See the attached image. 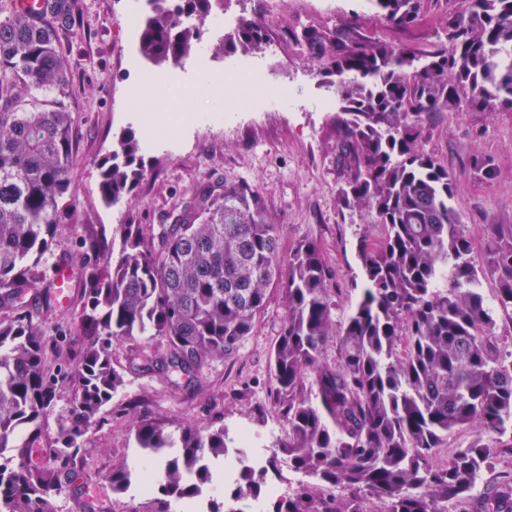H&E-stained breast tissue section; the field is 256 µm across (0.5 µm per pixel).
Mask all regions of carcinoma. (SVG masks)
<instances>
[{"instance_id":"obj_1","label":"carcinoma","mask_w":512,"mask_h":512,"mask_svg":"<svg viewBox=\"0 0 512 512\" xmlns=\"http://www.w3.org/2000/svg\"><path fill=\"white\" fill-rule=\"evenodd\" d=\"M139 51L157 66L195 53L213 0H150ZM375 17L415 23L422 0H370ZM77 0H40L38 12L0 0V512H60L88 464L83 437L104 420L124 372L112 346L146 336L130 369L169 381L196 377L237 357L253 332L268 290H281L285 323L270 355L269 395L288 423V465L317 478L277 498L272 512H449L468 500L495 448L476 441L436 461L448 434L463 426L512 440V351L489 332L495 309L512 311V232L496 235L481 260L451 206L448 171L420 148L422 118L465 101L512 108V0H471L448 18L446 40L420 57L361 37L345 22L328 33L304 29L298 41L328 57L342 103L339 154L352 176L347 206L376 214L384 233L363 238L362 297L342 322L319 246L300 240L280 250L282 225L245 185L202 187L172 223L122 224L117 257L71 269L79 283L78 325L49 326L59 286L42 258L56 245L60 201L70 188L74 140L63 106L71 69L63 40L79 31ZM194 17L195 24L180 18ZM224 45L261 48V27L244 21ZM134 132L121 135L99 163L103 201L131 197L145 170ZM497 276L490 306L480 272ZM336 341V358L327 356ZM70 405L57 410L60 390ZM55 421L48 462L28 463L30 448ZM136 447L160 478L140 512H171L212 481L210 464L233 447L223 426L168 430L142 417ZM268 469L246 470L229 489L233 509L212 500L206 512H247ZM112 469V492L133 483ZM347 494L329 496L321 485ZM474 512H512V471Z\"/></svg>"}]
</instances>
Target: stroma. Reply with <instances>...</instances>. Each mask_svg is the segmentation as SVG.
<instances>
[{
  "label": "stroma",
  "mask_w": 512,
  "mask_h": 512,
  "mask_svg": "<svg viewBox=\"0 0 512 512\" xmlns=\"http://www.w3.org/2000/svg\"><path fill=\"white\" fill-rule=\"evenodd\" d=\"M80 30L70 47L73 61L66 106L74 129L76 162L70 190L62 201L63 227L46 266L80 262L82 239L104 244L119 238L120 224H165L203 186L216 191L241 183L261 197L268 216L283 227L282 251L301 239L315 241L330 269L329 286L337 301L336 316L345 318L362 292L357 258L363 237L381 235L370 211L348 208L339 200L350 171L338 150L334 111L321 109L325 93L326 60L310 54L295 39L307 27L332 31L353 20L369 39L395 49L428 54L437 44L450 16L465 13L469 0H423L418 21L400 28L374 18L364 0H227L223 34L211 24L202 27L199 44L204 56L189 66L186 78L208 75L211 84L224 81L225 69L239 55L222 43L241 20L260 21L264 44L253 53L275 83L287 84L303 110H285L277 97L256 107L252 88L235 89L237 107L217 109L214 103L192 104V117L173 125L170 112L157 108L155 122L137 113L135 91L143 75L169 84L178 78L172 67L143 62L130 71L125 55L137 51L138 38L127 31L122 14L128 0H78ZM138 139H151L140 151L146 172L122 208L106 205L98 193V163L124 130ZM422 149L447 169L452 180V204L471 236L475 256H482L493 238V227L512 229V110L492 111L460 105L430 114L424 123ZM491 160L492 178L480 177L475 160ZM286 315L279 291H271L237 358L219 361L195 379L179 378L177 385L149 373L126 374L125 385L108 407L110 421L89 428L85 440L92 450L89 470L79 479L96 484L108 497L111 512H136L142 499L116 495L108 481L113 466L132 462L138 416L166 415L184 422L224 425L230 432L248 431L254 447L269 448L286 439L288 426L267 395L270 351ZM496 454L473 488L462 512L492 490L501 472L512 470V452L502 438L477 435L463 428L449 435L447 448H463L475 438Z\"/></svg>",
  "instance_id": "stroma-1"
}]
</instances>
